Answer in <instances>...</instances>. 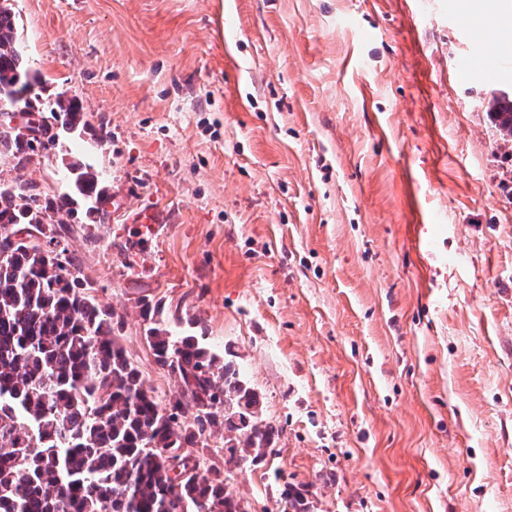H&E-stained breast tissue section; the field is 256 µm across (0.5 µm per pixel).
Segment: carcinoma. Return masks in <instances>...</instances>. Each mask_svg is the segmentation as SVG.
Listing matches in <instances>:
<instances>
[{"label":"carcinoma","mask_w":512,"mask_h":512,"mask_svg":"<svg viewBox=\"0 0 512 512\" xmlns=\"http://www.w3.org/2000/svg\"><path fill=\"white\" fill-rule=\"evenodd\" d=\"M41 83L19 47L15 16L0 3V87L44 110L43 138L0 134V154L25 167L81 125L82 107L59 94L42 108ZM503 140H512V92L488 101ZM69 189L44 200L0 182V512H246L212 476L164 451L193 448L224 428L231 461L265 457L279 430L259 417V399L240 369L189 331L172 334L157 301L142 307L155 363L177 378L180 395L163 404L118 342L122 322L86 293L59 214L106 213L99 174L71 162ZM47 246L16 238L27 224Z\"/></svg>","instance_id":"obj_1"}]
</instances>
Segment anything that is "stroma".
Here are the masks:
<instances>
[{
	"label": "stroma",
	"instance_id": "stroma-1",
	"mask_svg": "<svg viewBox=\"0 0 512 512\" xmlns=\"http://www.w3.org/2000/svg\"><path fill=\"white\" fill-rule=\"evenodd\" d=\"M42 83L83 125L1 181L91 166L106 215L62 244L162 400L144 302L227 348L279 437L232 462L249 512H512V0H10ZM167 222L139 250L125 212ZM488 111L498 122L504 141L512 140V92L500 90L488 101Z\"/></svg>",
	"mask_w": 512,
	"mask_h": 512
}]
</instances>
